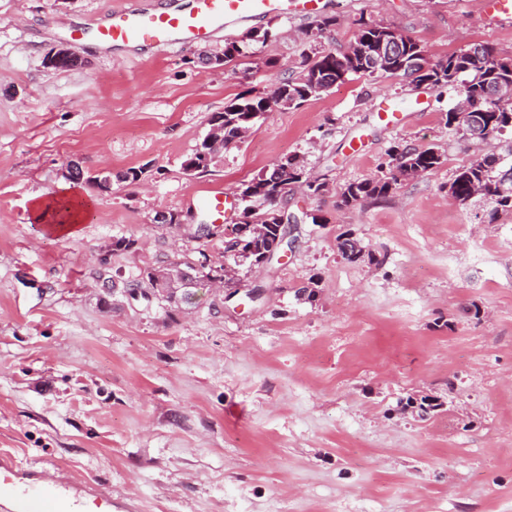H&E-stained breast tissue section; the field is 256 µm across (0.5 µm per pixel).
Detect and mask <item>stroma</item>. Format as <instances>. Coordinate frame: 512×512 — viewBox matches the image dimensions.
I'll return each instance as SVG.
<instances>
[{"mask_svg":"<svg viewBox=\"0 0 512 512\" xmlns=\"http://www.w3.org/2000/svg\"><path fill=\"white\" fill-rule=\"evenodd\" d=\"M123 2L0 0V458L107 493L111 512H512V216L484 223L448 194L484 150L446 124L458 90L354 75L271 109L191 177L183 163L209 117L298 71L311 23L219 32L204 49L251 44L225 68L198 65L196 45L92 44L82 68L46 67L70 29ZM482 2L335 0L319 46L345 49L365 20L398 27L433 59L488 42L511 60L512 21L485 25ZM422 90L428 111L380 124V99ZM355 137L363 156L346 149ZM405 142L434 147L442 165L386 199L339 207L347 184ZM291 155L328 189L289 191L279 259L238 266L235 291L207 286L178 308L129 296L172 261L223 266L224 237L202 232L199 196L237 193ZM71 163L145 175L108 193L82 185L92 218L49 235L31 218L34 197L62 192ZM163 211L183 223L158 222ZM346 234L365 258L341 256ZM425 398L438 410L421 414Z\"/></svg>","mask_w":512,"mask_h":512,"instance_id":"1","label":"stroma"}]
</instances>
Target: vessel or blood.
<instances>
[{
    "label": "vessel or blood",
    "mask_w": 512,
    "mask_h": 512,
    "mask_svg": "<svg viewBox=\"0 0 512 512\" xmlns=\"http://www.w3.org/2000/svg\"><path fill=\"white\" fill-rule=\"evenodd\" d=\"M332 0H170L167 7L136 4L112 8L95 24L99 45L115 49H171L209 41L220 31L231 32L252 22L313 18L328 10ZM424 109L422 99L395 101L383 98L375 110L387 128L401 127L403 116ZM202 207L215 221H223L233 206L224 191L206 195ZM112 499L105 494L85 499L69 493L56 477L23 486L19 471L0 466V507L5 512H104Z\"/></svg>",
    "instance_id": "b4317fda"
}]
</instances>
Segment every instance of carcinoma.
<instances>
[{"label":"carcinoma","mask_w":512,"mask_h":512,"mask_svg":"<svg viewBox=\"0 0 512 512\" xmlns=\"http://www.w3.org/2000/svg\"><path fill=\"white\" fill-rule=\"evenodd\" d=\"M336 24V18L324 15L314 21L313 29L307 33L310 42H315ZM384 39H397L402 44L403 57L394 59L383 68L371 66L373 43ZM379 74L381 76H403L419 84L432 87L461 86L465 99L474 105V111L483 114L485 140L494 139L507 130H512V97L497 98L498 87L512 89V61L499 58L496 48L489 43H474L435 60L427 58L426 51L416 41L390 25L360 21L359 33L354 44L345 51H319L310 48L304 54L301 70L281 80L277 92L286 97L290 107L296 108L312 98H317L331 87L343 84L352 75ZM249 106L262 111L268 106L265 96L256 95L224 107L208 119V126L221 129L223 144L212 149L199 143L186 158L200 172L209 171L216 154L240 142V130L253 127L251 113L243 110ZM389 162L380 166L379 174L362 181L348 184L341 193L339 206L350 207L367 199L387 197L393 186L402 177L414 176L417 172H431L441 165V155L432 148L419 149L408 144H398L388 153ZM305 184L310 194L318 196L325 184L306 177L305 165L298 156L292 155L281 161L278 169L259 173L241 184L239 192L254 197L264 208L257 212H246L244 224H264L266 231L254 238L255 252L263 254L276 246L280 234V204L292 186ZM448 194L462 206L479 198L491 206L490 221H495L503 212L512 213V165L500 167V158L492 154L476 156L460 168L448 187Z\"/></svg>","instance_id":"carcinoma-1"}]
</instances>
